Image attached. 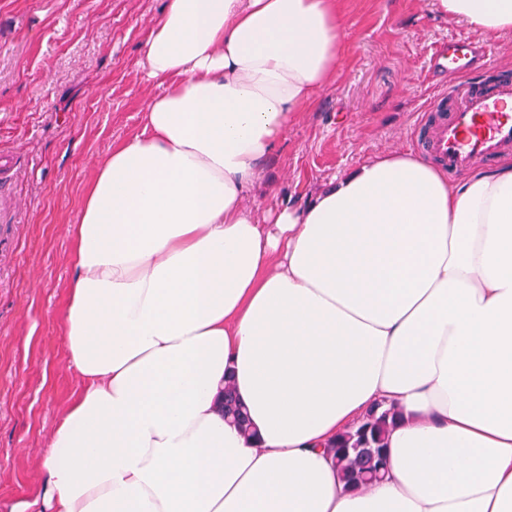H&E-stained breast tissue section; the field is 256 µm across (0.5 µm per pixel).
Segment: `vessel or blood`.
Segmentation results:
<instances>
[{"mask_svg": "<svg viewBox=\"0 0 512 512\" xmlns=\"http://www.w3.org/2000/svg\"><path fill=\"white\" fill-rule=\"evenodd\" d=\"M492 41L451 39L431 53L432 68L463 75L448 94L435 97L421 138L422 150L448 173L494 159L512 147V79L471 82L478 60L489 59Z\"/></svg>", "mask_w": 512, "mask_h": 512, "instance_id": "1", "label": "vessel or blood"}]
</instances>
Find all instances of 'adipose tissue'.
Segmentation results:
<instances>
[{
  "label": "adipose tissue",
  "instance_id": "1",
  "mask_svg": "<svg viewBox=\"0 0 512 512\" xmlns=\"http://www.w3.org/2000/svg\"><path fill=\"white\" fill-rule=\"evenodd\" d=\"M435 2L512 35V0ZM344 3L166 0L142 60L162 90L69 229L83 387L45 512H512V159L452 184L384 154L265 220L245 206L335 79ZM378 403L389 472L347 490L325 445ZM235 394L231 386L225 385L224 387V395L222 399V410L224 412V418L230 419L237 427L244 433L248 434L250 429V424L247 416V412L244 408V405L239 401V399H235L236 405L234 407H229L226 405V400L229 397H234Z\"/></svg>",
  "mask_w": 512,
  "mask_h": 512
}]
</instances>
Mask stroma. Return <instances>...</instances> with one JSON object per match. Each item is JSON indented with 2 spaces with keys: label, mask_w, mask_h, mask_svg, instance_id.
Listing matches in <instances>:
<instances>
[{
  "label": "stroma",
  "mask_w": 512,
  "mask_h": 512,
  "mask_svg": "<svg viewBox=\"0 0 512 512\" xmlns=\"http://www.w3.org/2000/svg\"><path fill=\"white\" fill-rule=\"evenodd\" d=\"M165 0H0V512H43L42 464L81 378L61 319L82 196L159 93L142 45ZM477 39L435 0H346L347 53L293 122L246 200L262 215L305 202L373 156L414 148L453 84L429 56Z\"/></svg>",
  "instance_id": "1"
}]
</instances>
